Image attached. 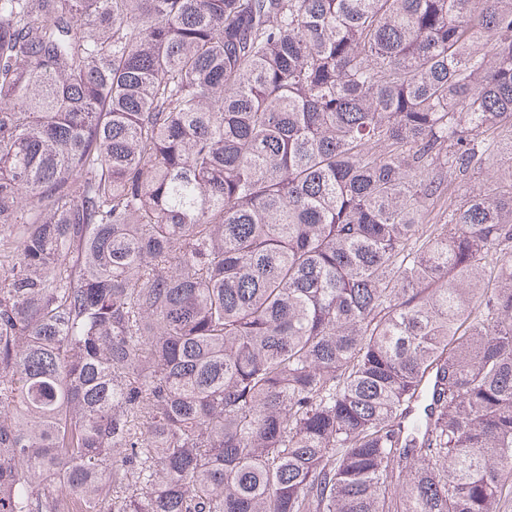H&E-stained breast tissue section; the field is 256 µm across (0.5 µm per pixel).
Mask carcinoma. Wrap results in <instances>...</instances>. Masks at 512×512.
Wrapping results in <instances>:
<instances>
[{
  "label": "carcinoma",
  "instance_id": "cac0c4a2",
  "mask_svg": "<svg viewBox=\"0 0 512 512\" xmlns=\"http://www.w3.org/2000/svg\"><path fill=\"white\" fill-rule=\"evenodd\" d=\"M512 0H0V512H512ZM510 173L512 176V139L511 136H504L495 152L493 161L486 162L485 165H481L479 170L471 174L463 183L461 192L479 191L484 184L489 183L492 176L508 177Z\"/></svg>",
  "mask_w": 512,
  "mask_h": 512
}]
</instances>
